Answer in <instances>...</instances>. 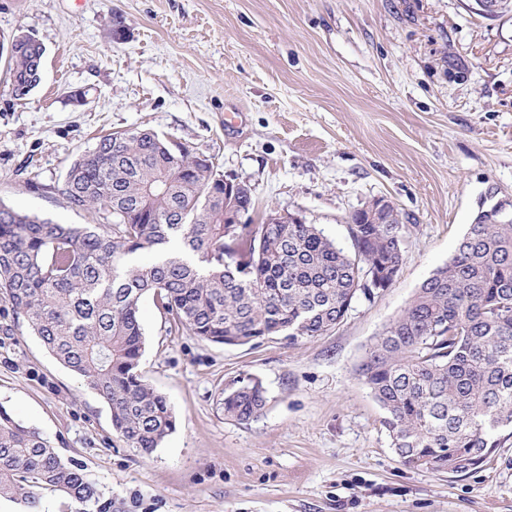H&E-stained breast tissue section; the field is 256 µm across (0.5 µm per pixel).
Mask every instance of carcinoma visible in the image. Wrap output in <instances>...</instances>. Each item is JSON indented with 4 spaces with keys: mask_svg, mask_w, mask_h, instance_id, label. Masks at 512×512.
<instances>
[{
    "mask_svg": "<svg viewBox=\"0 0 512 512\" xmlns=\"http://www.w3.org/2000/svg\"><path fill=\"white\" fill-rule=\"evenodd\" d=\"M36 49L9 56L31 70ZM213 164L170 151L151 129L100 138L69 165L61 194L99 224H58L0 204V299L46 349L80 376L112 413V429L151 453L176 426L165 396L143 380L142 298L202 341L245 345L321 336L357 293L390 287L402 261L404 224H387L373 199L351 214L354 253L315 224H226L253 199L224 198ZM359 376L383 410L382 425L406 465L465 473L512 430V217L483 212L456 250L375 338ZM261 380L220 393L224 414L248 422L266 405ZM59 492L76 512H112L72 462L0 405V499L42 512Z\"/></svg>",
    "mask_w": 512,
    "mask_h": 512,
    "instance_id": "1",
    "label": "carcinoma"
}]
</instances>
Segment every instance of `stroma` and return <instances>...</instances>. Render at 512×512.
Here are the masks:
<instances>
[{
  "instance_id": "35a3bbf8",
  "label": "stroma",
  "mask_w": 512,
  "mask_h": 512,
  "mask_svg": "<svg viewBox=\"0 0 512 512\" xmlns=\"http://www.w3.org/2000/svg\"><path fill=\"white\" fill-rule=\"evenodd\" d=\"M472 5L0 0V36L29 33L46 49L23 99L0 57L1 204L96 223L60 193L71 161L101 135L148 128L248 183L246 223L298 214L349 251V217L372 199L405 219L390 288L357 295L315 338L215 345L143 297L141 372L176 415L149 454L118 437L108 405L0 300V405L78 463L116 512H512V434L462 475L405 465L358 375L467 225L512 211V14ZM246 375L267 404L242 422L219 393Z\"/></svg>"
}]
</instances>
